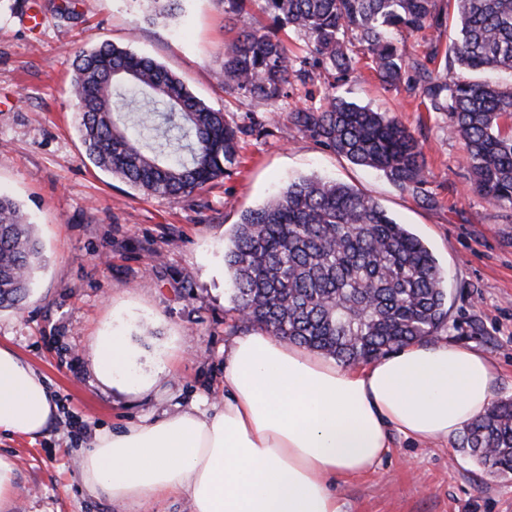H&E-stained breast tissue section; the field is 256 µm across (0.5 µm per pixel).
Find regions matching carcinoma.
<instances>
[{"label": "carcinoma", "instance_id": "1", "mask_svg": "<svg viewBox=\"0 0 512 512\" xmlns=\"http://www.w3.org/2000/svg\"><path fill=\"white\" fill-rule=\"evenodd\" d=\"M152 21L168 19L180 0H150ZM272 25L242 32L224 50L228 93L268 105L289 96L317 69H355L357 42L383 82L413 72L448 132L460 139L472 190L512 211V83L477 80L512 72V0H260ZM406 56L394 32H443ZM304 33L309 52L292 55L278 37ZM70 80L88 159L154 195L192 196L224 177L240 136L224 113L151 58L113 44L75 53ZM288 122L350 162L379 170L406 191L426 182L423 145L397 117L329 91L319 107H295ZM43 255L35 225L0 194V309L19 308ZM224 265L237 322L325 352L346 363L378 359L435 335L448 319L446 277L426 244L373 198L346 184L299 177L236 225ZM465 450L493 476L512 474V399L473 421Z\"/></svg>", "mask_w": 512, "mask_h": 512}]
</instances>
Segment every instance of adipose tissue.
Wrapping results in <instances>:
<instances>
[{"mask_svg":"<svg viewBox=\"0 0 512 512\" xmlns=\"http://www.w3.org/2000/svg\"><path fill=\"white\" fill-rule=\"evenodd\" d=\"M488 359L411 343L364 365L261 330L224 350V399L99 435L79 461L89 493L144 506L182 496L192 512H341L335 478L372 471L394 437L448 441L484 414ZM58 414L46 379L0 346V432L41 437Z\"/></svg>","mask_w":512,"mask_h":512,"instance_id":"obj_1","label":"adipose tissue"}]
</instances>
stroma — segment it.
<instances>
[{
    "label": "stroma",
    "mask_w": 512,
    "mask_h": 512,
    "mask_svg": "<svg viewBox=\"0 0 512 512\" xmlns=\"http://www.w3.org/2000/svg\"><path fill=\"white\" fill-rule=\"evenodd\" d=\"M61 3L68 13L57 14ZM150 11L149 0H9L0 8V193L27 210L46 258L22 308L0 310V345L46 377L59 406L37 439L0 433V454L16 465V512H127L88 493L80 456L98 434L218 401L236 317L224 249L242 214L291 177L353 186L420 237L447 275L439 339L485 355L496 399L512 398V212L472 192L463 143L449 134L446 113L427 110L412 76L388 86L363 58L336 92L397 116L423 143L429 175L415 193L297 131L286 109L263 112L225 93L217 78L224 47L266 25L256 8L231 17L224 0H184L178 17L154 22ZM105 42L154 59L248 127L223 179L177 202L87 159L69 93L72 61L76 50ZM111 334L135 357L108 384L94 358ZM148 378L153 386L141 389ZM460 443L396 439L375 470L337 478L342 512H512V476L486 474Z\"/></svg>",
    "instance_id": "stroma-1"
}]
</instances>
